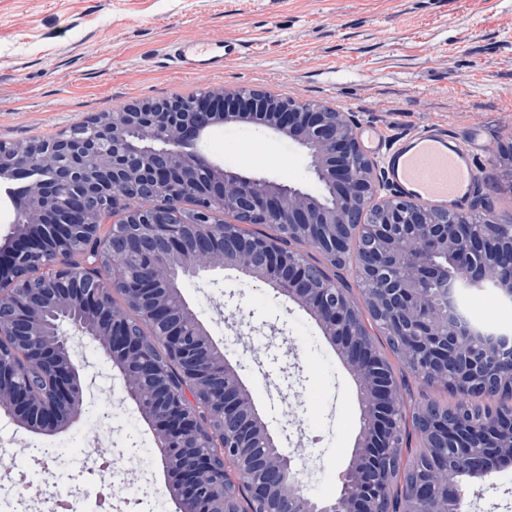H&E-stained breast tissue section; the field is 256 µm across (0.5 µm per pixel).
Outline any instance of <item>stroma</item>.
Instances as JSON below:
<instances>
[{"mask_svg": "<svg viewBox=\"0 0 512 512\" xmlns=\"http://www.w3.org/2000/svg\"><path fill=\"white\" fill-rule=\"evenodd\" d=\"M232 37L244 49L224 70L180 72L166 53L182 38ZM262 89L314 101L377 128L387 147L423 126L468 141L480 129L478 198L466 212L512 224V183L499 148L512 144V0H0V143L55 137L130 101L209 90ZM198 153L226 170L321 187L296 139L248 121L211 127ZM180 292L197 312L280 448L307 474L305 493L334 498L360 431L356 383L298 304L233 268L184 278ZM461 302L489 324L512 322V302L492 289L465 290ZM379 354L404 393L406 408L433 399L457 402L443 386L407 372L376 336ZM84 412L45 435L0 413L14 440L0 461L30 512H48L34 477L33 443L81 461L92 443L135 448L136 467L157 493L158 512H178L165 487L155 431L124 391L116 366L87 336L69 335ZM470 512H512V463L467 484Z\"/></svg>", "mask_w": 512, "mask_h": 512, "instance_id": "1", "label": "stroma"}]
</instances>
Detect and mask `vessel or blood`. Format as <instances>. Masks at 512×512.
Returning a JSON list of instances; mask_svg holds the SVG:
<instances>
[{
    "label": "vessel or blood",
    "instance_id": "1",
    "mask_svg": "<svg viewBox=\"0 0 512 512\" xmlns=\"http://www.w3.org/2000/svg\"><path fill=\"white\" fill-rule=\"evenodd\" d=\"M236 39L171 43L168 54L184 73L219 71L240 54ZM391 182L410 200L448 212L465 203L479 176L474 146L460 145L448 133L425 128L383 151Z\"/></svg>",
    "mask_w": 512,
    "mask_h": 512
}]
</instances>
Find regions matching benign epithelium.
<instances>
[{
  "instance_id": "7a95c632",
  "label": "benign epithelium",
  "mask_w": 512,
  "mask_h": 512,
  "mask_svg": "<svg viewBox=\"0 0 512 512\" xmlns=\"http://www.w3.org/2000/svg\"><path fill=\"white\" fill-rule=\"evenodd\" d=\"M276 129L306 147L311 166L333 204L315 205L300 188L230 173L189 151L201 133L231 118ZM84 126L109 129L123 149V160H103L99 142L72 129L58 138L0 147V178L22 180L14 236L0 249V335L10 336L12 356L0 353V405L35 431L52 433L78 420L83 395L68 338L49 329L48 308L65 315L76 308V328L91 336L123 374L126 385L140 378L154 382V398H132L155 430L166 473V487L179 512H467L462 483L485 481L512 459V411L479 420L443 419L416 409L425 448L454 446L468 457L483 448L481 463L433 473L431 489L402 493L382 490L371 471L402 453L404 399L398 384L373 372L375 344L359 328L360 317L382 321L404 363L424 367L435 380L458 392L512 402V345L467 326L457 296L488 282L512 293V225L486 224L469 230L464 218L448 225L427 207L398 198L387 189L378 166L361 151L354 122L343 112L285 100L263 90L207 92L185 106L177 100L133 102L119 112L96 116ZM169 127L165 147L156 151L127 138L131 129L146 138ZM78 154L85 166L62 165L44 175L48 162ZM206 167V180L198 171ZM139 195L145 204L119 211L120 223L102 234L100 208L117 190ZM199 194L195 220L181 217L184 193ZM67 196L66 216L53 210ZM158 196L167 203L156 206ZM380 203L371 223L366 214ZM234 223L213 229L216 217ZM291 236L322 242L330 255L357 246L352 273L362 283L361 303L268 239L246 237L244 224L271 218ZM82 238H110L112 250H138L150 258V275L125 289L128 303L150 320L166 323L167 365L152 359L153 337L133 331L122 310L112 305L113 289L125 284L123 262L114 257L102 269L96 252L88 276L72 258L76 232ZM48 264L52 277L19 288L29 266ZM231 267L297 303L319 324L323 335L355 378L362 425L336 499L320 502L303 493L304 474L292 468L267 422L256 409L234 367L224 358L197 313L181 296L178 280ZM443 284L445 305L434 308L424 284ZM224 435L218 454L185 455L201 442Z\"/></svg>"
}]
</instances>
